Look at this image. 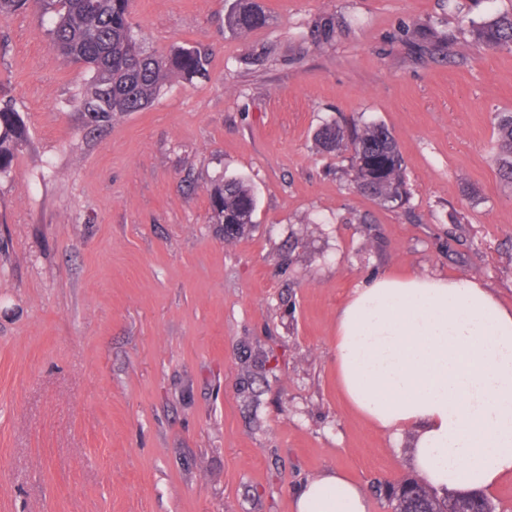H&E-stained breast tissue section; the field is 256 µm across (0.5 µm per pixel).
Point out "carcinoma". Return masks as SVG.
Listing matches in <instances>:
<instances>
[{"label": "carcinoma", "instance_id": "cac0c4a2", "mask_svg": "<svg viewBox=\"0 0 512 512\" xmlns=\"http://www.w3.org/2000/svg\"><path fill=\"white\" fill-rule=\"evenodd\" d=\"M38 7L50 15L47 35L61 55L89 73L77 97L79 110L91 126L111 124L129 112L147 108L168 86L207 75L209 54L182 48L169 54L147 49L132 23L131 0H0V14ZM270 16L258 0H234L224 17L225 27L246 36L264 27ZM474 42L490 49L512 50V12L500 13L473 27ZM496 151L503 179L512 184V112L496 116ZM317 148L347 162L349 184L382 207L403 204L407 197L403 157L396 137L380 122L358 119L323 123L315 132ZM26 144L20 115L0 110V176L11 171L15 154ZM212 223L233 224L224 233L231 244L253 228L256 210L251 187L237 178L222 179L208 189ZM393 512H491L478 494L440 496L408 477L379 487Z\"/></svg>", "mask_w": 512, "mask_h": 512}]
</instances>
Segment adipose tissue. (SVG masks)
<instances>
[{"label":"adipose tissue","instance_id":"ef3b65f1","mask_svg":"<svg viewBox=\"0 0 512 512\" xmlns=\"http://www.w3.org/2000/svg\"><path fill=\"white\" fill-rule=\"evenodd\" d=\"M341 392L379 430L416 432L414 468L438 494L512 477V308L470 279L381 275L336 314ZM296 512H369L341 471L305 483Z\"/></svg>","mask_w":512,"mask_h":512}]
</instances>
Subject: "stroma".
Here are the masks:
<instances>
[{
    "instance_id": "35a3bbf8",
    "label": "stroma",
    "mask_w": 512,
    "mask_h": 512,
    "mask_svg": "<svg viewBox=\"0 0 512 512\" xmlns=\"http://www.w3.org/2000/svg\"><path fill=\"white\" fill-rule=\"evenodd\" d=\"M132 0L151 50L196 47L207 78L98 128L87 74L33 11L0 17V107L27 142L0 179V512H294L338 470L376 490L415 434L345 400L340 302L381 274L484 283L512 306V184L495 115L512 51L459 49L512 0ZM385 123L409 196L384 209L318 153L329 120ZM253 187L233 245L207 184ZM270 16L257 0H234L224 17L225 27L235 35L247 36L270 22Z\"/></svg>"
}]
</instances>
